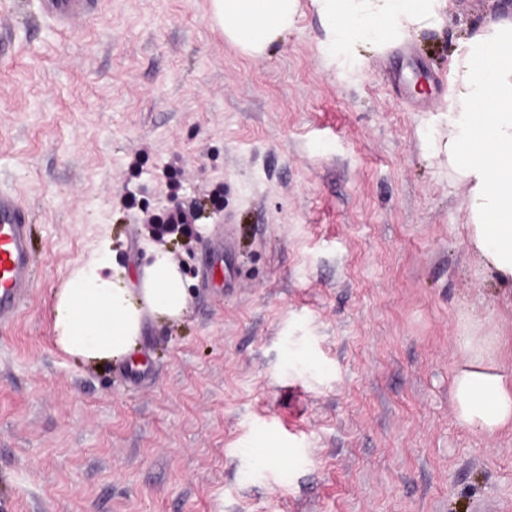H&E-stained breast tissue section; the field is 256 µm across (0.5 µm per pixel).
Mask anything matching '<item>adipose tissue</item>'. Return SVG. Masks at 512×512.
I'll return each instance as SVG.
<instances>
[{"mask_svg":"<svg viewBox=\"0 0 512 512\" xmlns=\"http://www.w3.org/2000/svg\"><path fill=\"white\" fill-rule=\"evenodd\" d=\"M334 59L351 74L364 54L442 25L448 0H311ZM225 37L263 53L292 28L298 0H210ZM428 135L445 156L448 175L467 184L465 208L472 244L512 282V13L487 21L461 39L451 56L448 95ZM111 247L99 245L68 272L52 306L56 344L96 364L127 359L147 319H180L188 288L167 250H151L137 283L111 273ZM468 360L455 376L459 422L491 434L512 424V380L464 337Z\"/></svg>","mask_w":512,"mask_h":512,"instance_id":"ef3b65f1","label":"adipose tissue"}]
</instances>
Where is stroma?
Wrapping results in <instances>:
<instances>
[{"label":"stroma","mask_w":512,"mask_h":512,"mask_svg":"<svg viewBox=\"0 0 512 512\" xmlns=\"http://www.w3.org/2000/svg\"><path fill=\"white\" fill-rule=\"evenodd\" d=\"M509 10L453 0L352 77L310 0L259 55L210 0H98L64 31L0 0V191L37 270L0 321V512H512V425L461 426L452 394L466 336L512 378V287L424 136L458 39ZM177 208L196 223L159 233ZM104 235L114 271L152 244L188 279L136 365L53 338Z\"/></svg>","instance_id":"1"}]
</instances>
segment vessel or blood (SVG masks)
<instances>
[{
	"mask_svg": "<svg viewBox=\"0 0 512 512\" xmlns=\"http://www.w3.org/2000/svg\"><path fill=\"white\" fill-rule=\"evenodd\" d=\"M94 0H39L43 14L65 27L89 14ZM35 286L29 216L16 199L0 193V317L14 313Z\"/></svg>",
	"mask_w": 512,
	"mask_h": 512,
	"instance_id": "b4317fda",
	"label": "vessel or blood"
}]
</instances>
